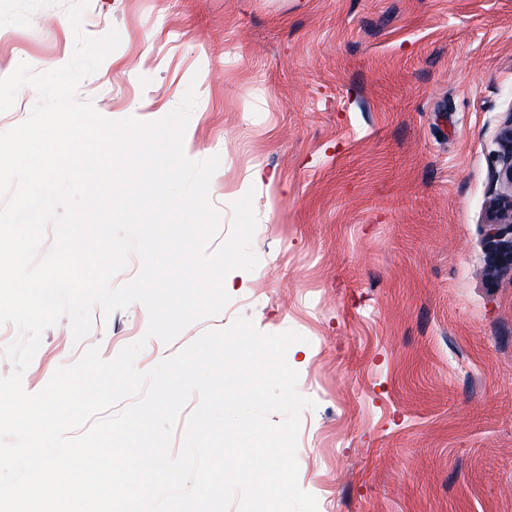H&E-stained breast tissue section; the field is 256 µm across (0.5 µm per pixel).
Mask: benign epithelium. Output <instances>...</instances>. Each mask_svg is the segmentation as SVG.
Wrapping results in <instances>:
<instances>
[{"mask_svg": "<svg viewBox=\"0 0 512 512\" xmlns=\"http://www.w3.org/2000/svg\"><path fill=\"white\" fill-rule=\"evenodd\" d=\"M496 140L498 168L494 173L498 189L486 205L485 236L492 261L485 269L488 276L512 273V114L499 128Z\"/></svg>", "mask_w": 512, "mask_h": 512, "instance_id": "1", "label": "benign epithelium"}]
</instances>
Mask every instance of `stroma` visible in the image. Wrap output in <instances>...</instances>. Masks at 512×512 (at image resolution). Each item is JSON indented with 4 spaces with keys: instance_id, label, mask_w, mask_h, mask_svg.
I'll use <instances>...</instances> for the list:
<instances>
[{
    "instance_id": "obj_1",
    "label": "stroma",
    "mask_w": 512,
    "mask_h": 512,
    "mask_svg": "<svg viewBox=\"0 0 512 512\" xmlns=\"http://www.w3.org/2000/svg\"><path fill=\"white\" fill-rule=\"evenodd\" d=\"M72 0H0V78L66 64ZM83 31L120 44L79 87L110 121L163 118L194 88L188 159L227 241L254 191L259 263L173 341L139 303L48 328L23 375L41 390L91 346L136 341L148 370L250 317L315 401L298 484L318 512H512V273L486 277L484 211L512 114V0H89ZM263 181H254V170Z\"/></svg>"
}]
</instances>
